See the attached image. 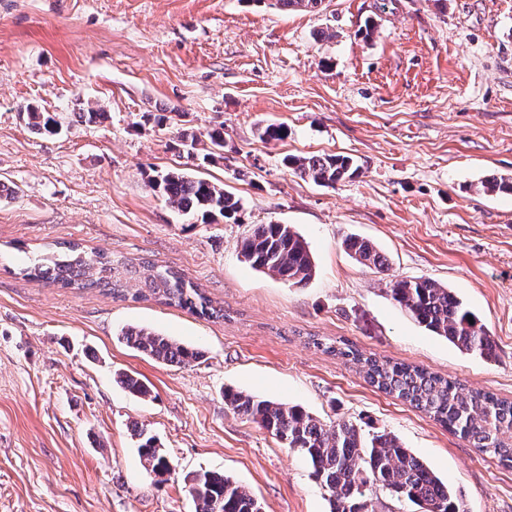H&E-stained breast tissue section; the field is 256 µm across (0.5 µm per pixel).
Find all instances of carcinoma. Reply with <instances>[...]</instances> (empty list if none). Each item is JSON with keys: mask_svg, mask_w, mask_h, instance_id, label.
Returning <instances> with one entry per match:
<instances>
[{"mask_svg": "<svg viewBox=\"0 0 512 512\" xmlns=\"http://www.w3.org/2000/svg\"><path fill=\"white\" fill-rule=\"evenodd\" d=\"M323 0H277L285 10H317ZM27 125L36 134L55 133L60 122L37 106L25 109ZM212 157L224 148V125L207 132ZM287 167L316 185L334 186L360 173V165L341 155L292 156ZM151 187L185 215L202 220L220 216L237 220L240 199L223 188L180 172L161 171L149 179ZM485 192L512 193V177L492 176L481 182ZM360 264L376 269L386 258L369 240L350 237L345 242ZM241 257L252 268L278 277L290 286L309 282L314 261L305 240L287 224H255L241 245ZM24 277L62 288L99 290L124 297L129 286L135 293L154 297L201 318H220L206 294L180 272L150 261L117 260L101 252H87L72 243L43 256L22 270ZM392 299L416 322L448 340L461 352L489 358L494 340L487 327L473 316L457 295L429 279L392 280ZM129 347L168 365L186 366L200 353L172 338L143 327L121 331ZM325 350L358 365L366 382L424 412L480 452L512 467V400L469 388L438 373L406 362L367 355L349 344ZM116 382L132 394L146 396L148 387L137 376L117 374ZM224 401L275 437L309 467L310 476L329 494L330 512H374L368 509L373 492L386 491L398 502H410L424 512H465L435 472L386 432L365 433L348 422H324L299 406L243 392H224ZM139 451L147 471L164 477L172 470L155 438L139 433ZM187 493L195 512H261V505L229 476L202 471L191 476Z\"/></svg>", "mask_w": 512, "mask_h": 512, "instance_id": "carcinoma-1", "label": "carcinoma"}]
</instances>
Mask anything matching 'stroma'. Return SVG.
Instances as JSON below:
<instances>
[{"label":"stroma","instance_id":"obj_1","mask_svg":"<svg viewBox=\"0 0 512 512\" xmlns=\"http://www.w3.org/2000/svg\"><path fill=\"white\" fill-rule=\"evenodd\" d=\"M375 0L285 11L269 0H0V512H194L185 478H234L262 512H329L304 462L224 403L228 389L395 435L467 512H512V467L367 384L318 336L512 398V0ZM34 103L62 129L37 135ZM107 113L79 120L86 107ZM286 124L282 140L260 127ZM224 127L213 161L181 133ZM342 154L358 176L324 187L286 156ZM180 171L240 199L239 222L182 216L148 184ZM256 224H287L315 274L302 287L245 263ZM373 242L384 270L345 241ZM75 242L169 265L223 319L159 301L25 279ZM451 288L496 347L457 350L390 297L392 280ZM146 327L201 351L185 367L116 339ZM137 375L146 397L117 373ZM172 463L155 477L138 431Z\"/></svg>","mask_w":512,"mask_h":512}]
</instances>
